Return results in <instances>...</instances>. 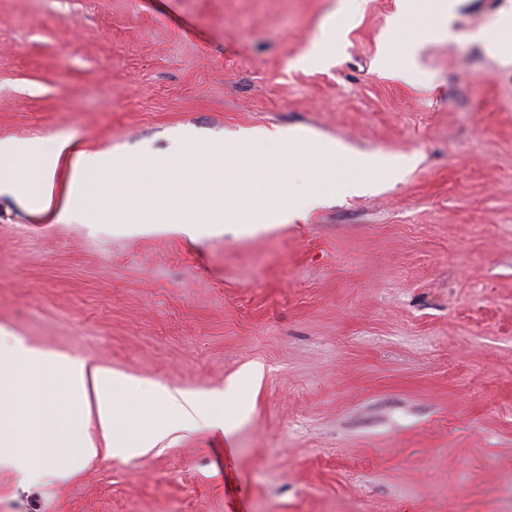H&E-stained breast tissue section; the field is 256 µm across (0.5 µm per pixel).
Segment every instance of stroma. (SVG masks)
Returning a JSON list of instances; mask_svg holds the SVG:
<instances>
[{
  "instance_id": "35a3bbf8",
  "label": "stroma",
  "mask_w": 512,
  "mask_h": 512,
  "mask_svg": "<svg viewBox=\"0 0 512 512\" xmlns=\"http://www.w3.org/2000/svg\"><path fill=\"white\" fill-rule=\"evenodd\" d=\"M0 0V140L160 162L191 133L304 128L414 160L296 224L195 239L51 224L0 195V337L124 374L125 452L0 467V512H512V0L422 17L399 76L396 0ZM327 63L300 57L319 38ZM392 57V67L379 64ZM229 433L133 446L158 386L225 390ZM489 49L496 54L512 56V11L511 15L499 18L495 25L493 38L489 41Z\"/></svg>"
}]
</instances>
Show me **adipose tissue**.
Here are the masks:
<instances>
[{"instance_id":"1","label":"adipose tissue","mask_w":512,"mask_h":512,"mask_svg":"<svg viewBox=\"0 0 512 512\" xmlns=\"http://www.w3.org/2000/svg\"><path fill=\"white\" fill-rule=\"evenodd\" d=\"M279 139L282 155L289 163L317 167L320 177L308 192L278 201L277 175L259 172L253 166L228 174L223 155H248L253 144ZM70 166L68 189H58L56 170ZM361 174H383L394 169L391 158L354 153L340 142L322 144L303 131L278 137L255 128L236 140L216 148L195 143L189 154H176L162 170L143 175L135 162L118 163L108 152L75 150L69 138L54 139L49 146L0 140V193L35 184L30 211L57 224L72 222L110 224L123 229L131 224H164L172 230L196 237L217 231L219 225L291 224L327 202L326 184L335 181L337 165ZM81 186L87 199L79 205L72 186ZM10 360L0 370V463L16 468L24 480L40 473L30 460L42 449L64 441L67 453L78 460L122 453V426L116 413L115 393L127 388L119 373L72 357H53L19 342L0 341V356ZM84 401V416L95 420L99 440L77 435L71 418L62 414L69 393ZM154 407V421L136 435L141 452H148L174 430L203 425L220 429L223 419L213 415L212 401L165 387L155 388L143 401Z\"/></svg>"}]
</instances>
